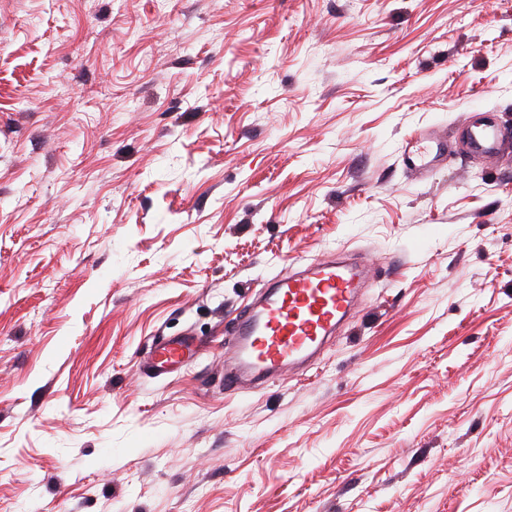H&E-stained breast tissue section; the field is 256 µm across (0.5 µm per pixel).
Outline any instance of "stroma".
Returning <instances> with one entry per match:
<instances>
[{
  "label": "stroma",
  "instance_id": "1",
  "mask_svg": "<svg viewBox=\"0 0 512 512\" xmlns=\"http://www.w3.org/2000/svg\"><path fill=\"white\" fill-rule=\"evenodd\" d=\"M475 110L512 126V0H0V512H512V146L471 158ZM339 253L333 342L225 387L255 291ZM423 142L428 144L422 145ZM445 144V141L435 138L416 141L405 150V166L411 171H428L434 168L443 156ZM195 352V345L189 337L168 340L158 346L153 367L158 374H164L169 368L186 362Z\"/></svg>",
  "mask_w": 512,
  "mask_h": 512
}]
</instances>
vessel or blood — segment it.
Segmentation results:
<instances>
[{
	"mask_svg": "<svg viewBox=\"0 0 512 512\" xmlns=\"http://www.w3.org/2000/svg\"><path fill=\"white\" fill-rule=\"evenodd\" d=\"M459 128L469 153L495 160L504 148L506 129L499 122L462 116ZM444 141L432 138L405 151L412 171L434 168L443 156ZM367 278L364 266L333 258L311 264L265 283L244 318L232 330L224 353V384L232 388L241 370L280 376L307 364L336 333ZM195 352L190 338L172 339L158 346L153 366L157 373L186 362Z\"/></svg>",
	"mask_w": 512,
	"mask_h": 512,
	"instance_id": "obj_1",
	"label": "vessel or blood"
}]
</instances>
